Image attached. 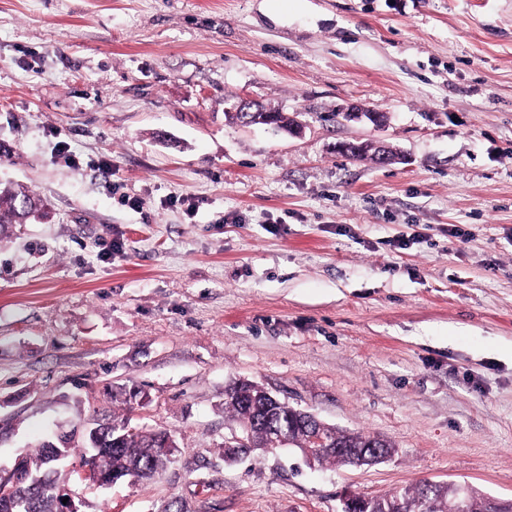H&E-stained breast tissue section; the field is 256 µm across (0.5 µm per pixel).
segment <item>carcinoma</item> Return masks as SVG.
Segmentation results:
<instances>
[{"label":"carcinoma","mask_w":512,"mask_h":512,"mask_svg":"<svg viewBox=\"0 0 512 512\" xmlns=\"http://www.w3.org/2000/svg\"><path fill=\"white\" fill-rule=\"evenodd\" d=\"M42 198L36 193L12 182H0V237L14 224H26L33 212L25 206ZM224 410L238 419L242 426L249 428L253 442L261 443L280 426H287L296 444L309 441L313 427L307 412L296 409L288 403L272 401L267 392L248 380H239L227 388L224 393ZM105 440L114 435L122 436L120 448L112 450L106 466L112 471L113 478L134 483L151 479L156 473L175 461V454L163 449V431L130 428L127 421L114 416L101 426ZM332 451L324 453L320 462L349 466L360 460L363 455L375 448L385 449L391 454L393 446L384 439L362 434L348 433L334 427L324 432ZM25 468L35 476H42L52 470L46 448L39 446L25 455ZM423 492L418 489L411 493L402 489L390 495L372 498L365 512H392L391 505L404 498L412 499ZM431 512H488L486 497L471 493L467 501L461 502L448 490L436 488L429 492ZM31 512H58L53 494L49 491L34 493Z\"/></svg>","instance_id":"1"}]
</instances>
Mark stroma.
<instances>
[{"mask_svg":"<svg viewBox=\"0 0 512 512\" xmlns=\"http://www.w3.org/2000/svg\"><path fill=\"white\" fill-rule=\"evenodd\" d=\"M232 96L299 131L229 123ZM1 141L48 203L0 241L1 471L114 413L176 460L80 512L512 498V0H0ZM238 379L394 452L227 461ZM423 492V489H418L415 494L410 493L407 489H401L398 492H394L390 495L385 496H379V497H373L368 503L365 508V512H392V509L390 506L394 504L397 500H400L401 502H396L394 511L395 512H403L405 504H403L404 496H406L409 499L415 498L416 496H419Z\"/></svg>","mask_w":512,"mask_h":512,"instance_id":"obj_1","label":"stroma"}]
</instances>
